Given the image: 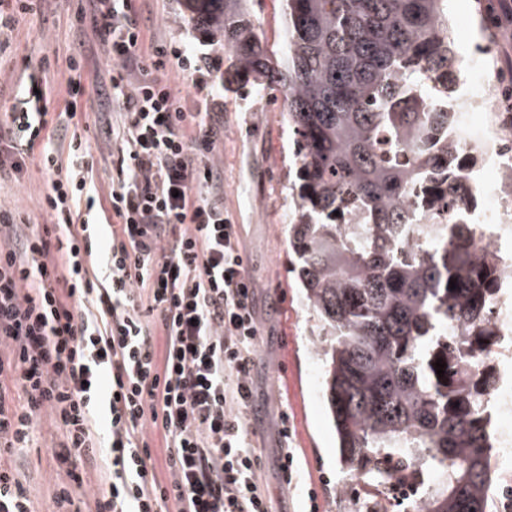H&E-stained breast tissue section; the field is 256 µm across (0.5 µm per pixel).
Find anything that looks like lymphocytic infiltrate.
<instances>
[{
	"label": "lymphocytic infiltrate",
	"instance_id": "f902f5d3",
	"mask_svg": "<svg viewBox=\"0 0 512 512\" xmlns=\"http://www.w3.org/2000/svg\"><path fill=\"white\" fill-rule=\"evenodd\" d=\"M89 2L75 23L103 40V99L119 105L107 129L122 142L108 245L99 200L81 176L91 157L83 138L72 136L60 160L44 135L40 94L32 110L0 123V171H19V153L40 149L52 218L20 224L0 206V512H32L14 458L46 409L64 436L63 460L107 463L95 512H271L248 431L254 290L224 215V171L198 156L224 127L211 113L185 112L164 57L128 84L142 41L132 0ZM151 428L165 440L168 487L149 466Z\"/></svg>",
	"mask_w": 512,
	"mask_h": 512
}]
</instances>
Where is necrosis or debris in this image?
I'll return each instance as SVG.
<instances>
[{"label":"necrosis or debris","mask_w":512,"mask_h":512,"mask_svg":"<svg viewBox=\"0 0 512 512\" xmlns=\"http://www.w3.org/2000/svg\"><path fill=\"white\" fill-rule=\"evenodd\" d=\"M469 88L462 95L461 113L448 129V139L466 158L472 190L483 198L482 207H461L447 215L449 225H469L470 237L480 259L498 267V294L488 307L483 327L492 329L493 342L469 353L476 371L496 375L497 385L487 401L495 417L496 446L502 462H512V372L504 358L512 359V201L501 187L512 181V80L475 62L463 76Z\"/></svg>","instance_id":"obj_1"}]
</instances>
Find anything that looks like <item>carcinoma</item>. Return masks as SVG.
I'll use <instances>...</instances> for the list:
<instances>
[{
  "instance_id": "carcinoma-1",
  "label": "carcinoma",
  "mask_w": 512,
  "mask_h": 512,
  "mask_svg": "<svg viewBox=\"0 0 512 512\" xmlns=\"http://www.w3.org/2000/svg\"><path fill=\"white\" fill-rule=\"evenodd\" d=\"M180 2L229 55L224 86L283 96L288 258L314 321L340 467L370 475L376 512L381 464L423 486L417 512H488L498 449L486 381L461 353L493 336L474 325L498 292L497 267L464 233L424 221L426 208L474 198L448 146L461 78L448 0H283L279 54L259 37L253 0ZM412 182L426 206L407 202ZM409 224L422 243L404 259Z\"/></svg>"
}]
</instances>
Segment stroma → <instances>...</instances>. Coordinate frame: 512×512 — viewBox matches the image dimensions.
Masks as SVG:
<instances>
[{"label":"stroma","mask_w":512,"mask_h":512,"mask_svg":"<svg viewBox=\"0 0 512 512\" xmlns=\"http://www.w3.org/2000/svg\"><path fill=\"white\" fill-rule=\"evenodd\" d=\"M450 30L461 58L474 47L485 46L483 62L498 69L505 54H512V25H486L500 13L501 0H451ZM88 0H51L26 16L12 34V61L0 63V120L17 106V88L33 74L50 101L49 126L54 143L67 154L72 134L89 141L94 165L86 176L100 195H107L116 177L117 144L98 135L100 96L98 81L106 80L103 43L91 27L74 26V14L87 9ZM142 26L140 67L129 82L152 69L156 49L181 47L194 59L185 66L169 57L166 70L185 100L187 111L210 112L224 125V138L211 145L208 161L224 170V212L238 231L247 277L258 291V352L252 377L255 405L248 423L261 456V478L274 512H298L306 488H314L319 512H355L352 499L338 488L350 483L336 460L335 441L320 393V369L312 353L308 314L296 276L288 263V171L293 151L288 128L281 118L280 92L224 87L229 65L224 51L184 18L179 0H133ZM85 58V70L97 82H85L75 116L65 115L68 58ZM213 85L212 97L198 93L195 84ZM47 177L39 154L22 159L17 174L0 175V205L19 213L30 224H47L43 207ZM62 435L51 411H43L30 447L22 449L16 466L27 488L34 512H94V496L104 486L105 462L78 468L85 491L74 506L59 508L58 474L65 464L57 458ZM291 450L299 473L298 485H289L278 468L283 450Z\"/></svg>","instance_id":"1"}]
</instances>
